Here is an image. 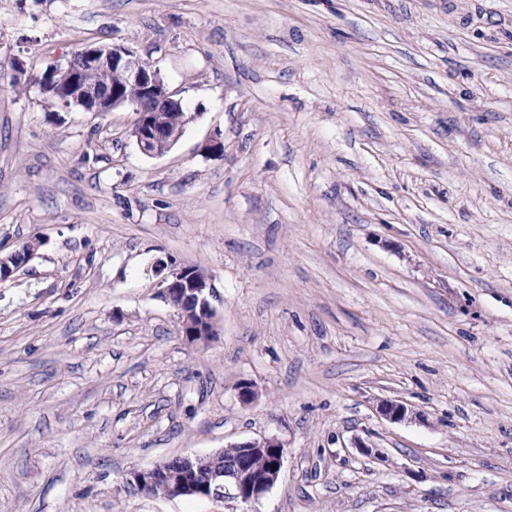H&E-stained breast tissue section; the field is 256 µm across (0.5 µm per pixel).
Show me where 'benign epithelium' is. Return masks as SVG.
Wrapping results in <instances>:
<instances>
[{
	"instance_id": "7a95c632",
	"label": "benign epithelium",
	"mask_w": 512,
	"mask_h": 512,
	"mask_svg": "<svg viewBox=\"0 0 512 512\" xmlns=\"http://www.w3.org/2000/svg\"><path fill=\"white\" fill-rule=\"evenodd\" d=\"M86 69H106L120 76L108 87L88 85L79 79ZM48 103L62 110L80 108L86 112H112L128 108L137 119L132 137L147 156L168 152L198 113L182 111L160 70L134 50L116 44H85L65 65L57 66L54 79L44 86ZM152 101L155 111H175L177 121L168 125L154 120L143 102ZM161 295L177 310L181 332L191 344L207 346L220 336V327L210 297L211 279L199 278L189 265L170 260L155 264ZM380 413L393 422L405 420L410 410L397 401H386ZM284 460L283 446L275 439L232 444L208 456H183L179 463L166 460L150 468L133 469L126 483L146 495L164 490L168 496L232 498L248 504L262 497L278 481Z\"/></svg>"
}]
</instances>
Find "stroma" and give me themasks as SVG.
<instances>
[{
    "label": "stroma",
    "instance_id": "35a3bbf8",
    "mask_svg": "<svg viewBox=\"0 0 512 512\" xmlns=\"http://www.w3.org/2000/svg\"><path fill=\"white\" fill-rule=\"evenodd\" d=\"M97 41L196 118L149 157L0 80V512H241L124 478L270 437L250 512H512V0H0L2 72ZM155 273L161 295L178 312L186 341L202 346L216 341L221 334L210 303L213 293L211 279L197 277L190 265H177L162 259L156 261Z\"/></svg>",
    "mask_w": 512,
    "mask_h": 512
}]
</instances>
